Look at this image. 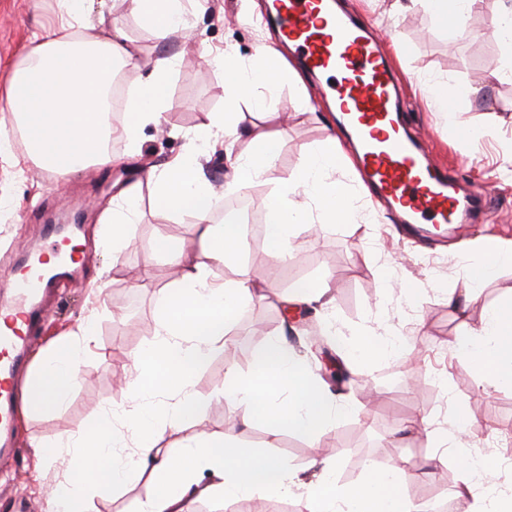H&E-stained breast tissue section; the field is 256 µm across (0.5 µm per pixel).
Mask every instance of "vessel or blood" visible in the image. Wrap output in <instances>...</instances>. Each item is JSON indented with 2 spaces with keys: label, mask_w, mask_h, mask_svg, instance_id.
I'll return each mask as SVG.
<instances>
[{
  "label": "vessel or blood",
  "mask_w": 512,
  "mask_h": 512,
  "mask_svg": "<svg viewBox=\"0 0 512 512\" xmlns=\"http://www.w3.org/2000/svg\"><path fill=\"white\" fill-rule=\"evenodd\" d=\"M271 20L300 54L307 71L326 76L359 143L358 171L372 197L387 204L412 233L421 225L462 222L481 205L428 157L401 120L400 87L380 37L359 20L336 12L330 0H271ZM42 254L29 253L23 272L0 268V454L11 452L15 377L33 345L36 325L50 310L43 297L56 286Z\"/></svg>",
  "instance_id": "1"
}]
</instances>
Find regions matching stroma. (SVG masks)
Listing matches in <instances>:
<instances>
[{
	"label": "stroma",
	"instance_id": "obj_1",
	"mask_svg": "<svg viewBox=\"0 0 512 512\" xmlns=\"http://www.w3.org/2000/svg\"><path fill=\"white\" fill-rule=\"evenodd\" d=\"M343 3L348 12L362 16L381 34L406 93V127L420 135L433 160L460 185L489 187L487 204L453 235L408 239L395 228L389 210L372 206L364 198L352 168L338 167L334 176L354 198L356 219L335 226L315 222L298 226L290 259L278 267L274 288L265 300L242 306L234 317V359H227L223 348H215L205 367L195 373L194 387L206 400L199 419L167 432L164 443L177 446L200 432L223 434L283 458L301 485L322 478L321 471L311 465L316 454L335 461L334 477L346 486L362 483L366 460H375L383 468L409 462L419 477L406 487V494L414 498L433 491L445 499L453 496L458 483V459L441 462L436 474L428 469L438 456L436 435L451 427L455 412L471 413L482 426L481 431L465 433L470 446L512 460V442L499 435L505 425H512V386L493 388L477 379L458 360L453 346L462 322L479 323L484 305L512 287V267L503 268L483 288L466 315L448 306L449 292L459 286L461 259L482 261L478 243L485 236L512 241V79L492 82L476 94L454 100L460 120L478 131L468 139L436 112L425 85L433 79L451 86L472 85L476 73L497 63L501 46L493 19L499 4L481 0L472 13L471 27L483 33L482 47L475 51L469 41L437 26L423 6L396 11L392 0ZM87 7L91 16L102 15L124 26L143 54H150L151 35L132 18L122 0H88ZM240 10V0H207L196 15L194 33L179 34L169 43V50L181 53L184 60L172 76L165 125L143 133L144 166L159 168L184 154L189 148L187 132L206 113L223 108L224 81L209 63L212 52L230 47L248 62L276 40L271 25L239 19ZM56 15V0H0V90L33 33L55 21ZM255 95L259 103L246 109V124L266 127L270 113L289 115L277 164L259 182L266 200L281 183L292 180L299 161L337 120L311 77L300 83L285 81L272 90L259 87ZM134 182L140 185V196L133 239L115 255L98 248L96 232L113 195ZM0 188L16 204L15 219L0 222V266H16L26 250L45 249L44 226L49 219L64 215L81 222L83 272L54 297L55 311L34 343L35 353L66 341L85 320L96 322L66 404L49 415H17L19 451L0 457V512H45L47 487L68 475L70 464L63 456L46 462L30 447V439L49 443L65 433L96 428L106 412L121 419L129 412L168 405L163 396L134 399L133 360L155 340L161 294L182 275L181 268L156 245L162 240L192 238L195 226L187 217L159 209L150 184L124 164L89 169L60 181L31 165L19 176L0 162ZM323 275L330 278V308L287 307L292 285ZM407 287L417 289L414 301L404 299ZM326 320L347 335L385 340L409 330L415 340L396 358L339 367L337 400L362 409L364 416H340L319 449L310 448L308 440L295 433L273 435L259 423L243 426L224 398L228 368L248 373L266 340L283 335L313 373L328 379V368L341 352L335 342L327 340L317 347L310 340ZM416 417L427 419V432L406 430V422ZM154 491V484L143 477L91 494L86 508L88 512H137L140 501Z\"/></svg>",
	"mask_w": 512,
	"mask_h": 512
}]
</instances>
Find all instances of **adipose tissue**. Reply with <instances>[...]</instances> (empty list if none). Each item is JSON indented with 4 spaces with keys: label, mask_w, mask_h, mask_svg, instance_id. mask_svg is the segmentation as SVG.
<instances>
[{
    "label": "adipose tissue",
    "mask_w": 512,
    "mask_h": 512,
    "mask_svg": "<svg viewBox=\"0 0 512 512\" xmlns=\"http://www.w3.org/2000/svg\"><path fill=\"white\" fill-rule=\"evenodd\" d=\"M87 0H57L58 25L34 34L29 47L14 63L8 86L0 94V112L9 113L25 146L26 159L63 178L88 167H107L113 162L132 163L142 155L144 128L160 126L169 108L168 88L180 64L177 54L164 52V44L180 31L194 30L193 0H130L131 11L146 28L159 50L147 77L125 101V119L113 125L112 87L116 74L141 67L139 47L123 28L101 35L86 12ZM437 25L457 34L469 31L477 0H418ZM212 62L223 74L228 105L209 113L191 138L189 150L161 169L151 170V184L158 207L181 212L195 225L191 242L161 241L157 248L181 266L183 275L175 290L167 292L159 308L155 341L134 361L140 373L135 393L141 397L166 396L169 408L144 411L127 417L123 429H115L104 416L93 432H77L52 443L41 444L45 460L68 454L72 461L94 460L97 480L71 478L56 482L47 492L50 512H84L87 495L94 490L127 482L137 471L129 455L149 462V476L159 490L141 502L139 512H180L178 505L197 489L202 472L215 481L209 492L231 503L255 495L276 496L291 491L293 474L287 463L266 452L244 448L221 434L199 433L183 449L160 447L166 428H176L197 418L205 401L196 391L192 374L208 361L217 344L232 333V317L258 295L248 269L237 278H211L213 265L236 258L241 227L212 216L215 191L203 173L202 159L211 143L224 134L243 133L246 153L230 155L232 173L225 190L240 192L266 176L275 166L280 139L275 134L244 123L238 102L253 100L254 89L274 88L289 77L282 55L265 47L255 60L242 62L233 50H225ZM124 150L113 154V141ZM344 155L335 136L301 160L292 182L283 183L266 205L269 221L266 240L269 253L287 261L297 224L308 218V204H315L321 223L352 221L357 209L346 187L332 173ZM135 185L122 189L105 212L102 242L120 251L130 240L135 215ZM486 257L483 274L466 268L462 286L448 297L455 310L465 311L476 301L478 290L494 280L502 267L512 265V244L495 236L481 243ZM92 336L91 324L81 325L73 337L48 352L23 399L24 408L51 413L62 408L77 382L81 359ZM457 357L475 374L497 385H512V289L497 303L486 305L478 326H465L456 337ZM257 366L248 375L229 371L225 396L238 408L245 424L265 422L270 431H294L318 447L344 411L343 403L330 397L310 376L294 349L274 338L256 356ZM443 443L450 457L464 460L457 497L463 512H512V488L495 489L488 495L471 492L475 481L497 474L502 461L493 455L473 460L458 430H449ZM322 481L307 486L310 512H421L405 493L418 477L407 466L379 468L367 461L365 481L356 488L339 487L332 477L334 464L322 463Z\"/></svg>",
    "instance_id": "1"
}]
</instances>
